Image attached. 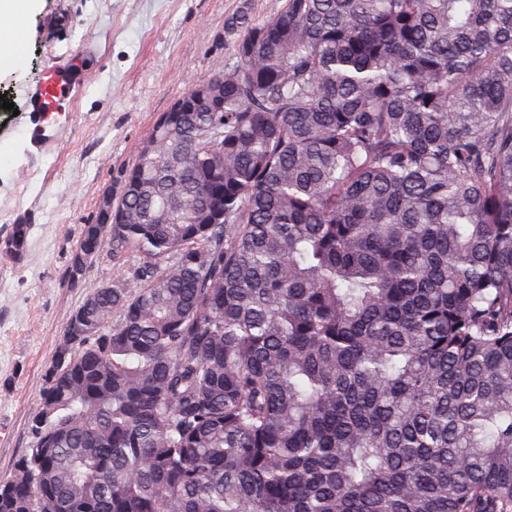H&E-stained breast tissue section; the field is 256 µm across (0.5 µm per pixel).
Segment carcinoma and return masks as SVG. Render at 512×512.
<instances>
[{"label": "carcinoma", "instance_id": "obj_1", "mask_svg": "<svg viewBox=\"0 0 512 512\" xmlns=\"http://www.w3.org/2000/svg\"><path fill=\"white\" fill-rule=\"evenodd\" d=\"M162 112L0 512H512V0H285Z\"/></svg>", "mask_w": 512, "mask_h": 512}]
</instances>
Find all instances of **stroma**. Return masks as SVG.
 <instances>
[{
	"label": "stroma",
	"instance_id": "1",
	"mask_svg": "<svg viewBox=\"0 0 512 512\" xmlns=\"http://www.w3.org/2000/svg\"><path fill=\"white\" fill-rule=\"evenodd\" d=\"M284 0H37L0 66V475L30 446L45 372L71 313L92 288L121 273L99 256L79 282L68 277L96 202L119 189L156 116L235 53L226 19L247 10L263 22ZM78 59L73 111L49 122L27 93L51 63ZM27 225L21 251L11 242Z\"/></svg>",
	"mask_w": 512,
	"mask_h": 512
}]
</instances>
